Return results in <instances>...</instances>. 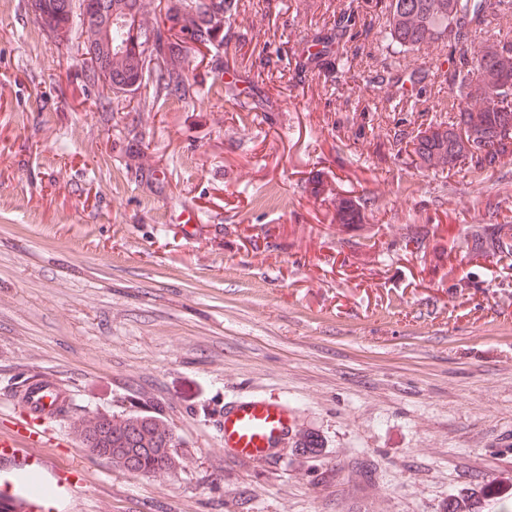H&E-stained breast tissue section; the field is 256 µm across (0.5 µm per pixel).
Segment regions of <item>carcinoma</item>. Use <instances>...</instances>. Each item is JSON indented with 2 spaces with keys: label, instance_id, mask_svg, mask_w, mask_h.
<instances>
[{
  "label": "carcinoma",
  "instance_id": "1",
  "mask_svg": "<svg viewBox=\"0 0 512 512\" xmlns=\"http://www.w3.org/2000/svg\"><path fill=\"white\" fill-rule=\"evenodd\" d=\"M110 8L96 7L99 0H34L35 20L56 38L69 41L73 22L81 25L84 58L76 64L93 83L109 90L136 91L151 88L143 106L175 96L189 103L193 96L181 65L182 46L171 41L160 26L148 25L143 0H107ZM181 32L217 48L224 41V28L234 23L227 0H179ZM336 50L308 53L306 62L318 74L338 78L356 68L351 47L363 49L381 35L398 54H418L412 67H384L361 76V92L375 87L398 101L420 102L425 74L439 80V90L448 92L452 116L429 122L415 133L396 123L391 139L376 145L377 165L396 162L399 146L411 147L412 162L425 168L493 174L512 161V35L485 36L488 27L482 0H386L378 11H367L359 0H338ZM448 48L441 63L426 50ZM161 59L155 77L143 78L140 62L145 54ZM375 111L357 104L349 119L355 136L372 127ZM372 201L361 198L343 206L339 215L355 222ZM472 251L480 256L512 253V224L492 228L478 226L471 234ZM76 437L99 458L142 475H160L176 467L173 448L177 440L156 417L130 414L116 421L107 416L84 417Z\"/></svg>",
  "mask_w": 512,
  "mask_h": 512
}]
</instances>
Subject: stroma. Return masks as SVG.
I'll return each mask as SVG.
<instances>
[{
	"label": "stroma",
	"instance_id": "1",
	"mask_svg": "<svg viewBox=\"0 0 512 512\" xmlns=\"http://www.w3.org/2000/svg\"><path fill=\"white\" fill-rule=\"evenodd\" d=\"M230 2L220 48L185 43L192 103L145 108L88 82L32 0H0V428L32 376L70 391L51 454L83 473L84 512H445L458 495L499 512L512 261L452 274L448 254L512 216V163L376 167L386 93L358 139L353 80L277 58L326 36L336 0ZM266 191L279 209L256 204ZM246 392L286 398L320 452L227 459L224 401ZM133 413L173 431L176 469L138 475L75 437L83 416Z\"/></svg>",
	"mask_w": 512,
	"mask_h": 512
}]
</instances>
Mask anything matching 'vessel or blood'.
<instances>
[{
  "label": "vessel or blood",
  "mask_w": 512,
  "mask_h": 512,
  "mask_svg": "<svg viewBox=\"0 0 512 512\" xmlns=\"http://www.w3.org/2000/svg\"><path fill=\"white\" fill-rule=\"evenodd\" d=\"M14 402L19 410L14 427L0 431V503L13 505L14 512H53V500L30 492L25 478L50 473L54 499L74 496L81 479L70 467L52 462L48 449L55 437L42 424L67 404L68 394L52 377L40 376ZM297 437L295 410L281 397L247 394L224 403V446L234 459L273 464Z\"/></svg>",
  "instance_id": "b4317fda"
}]
</instances>
